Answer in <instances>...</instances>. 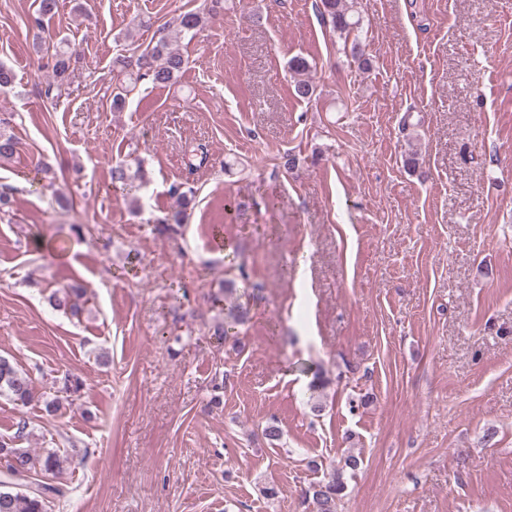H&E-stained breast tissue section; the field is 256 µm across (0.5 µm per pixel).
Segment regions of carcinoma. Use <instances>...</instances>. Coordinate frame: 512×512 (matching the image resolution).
<instances>
[{"instance_id": "carcinoma-1", "label": "carcinoma", "mask_w": 512, "mask_h": 512, "mask_svg": "<svg viewBox=\"0 0 512 512\" xmlns=\"http://www.w3.org/2000/svg\"><path fill=\"white\" fill-rule=\"evenodd\" d=\"M357 0H317L316 9L323 23L344 38H349L360 28V18L355 16ZM59 0H38L36 15L31 19L32 27L38 29L43 19L58 11ZM206 17L201 12H187L180 17V32L196 34L204 25ZM36 52L51 55L54 61L53 73L57 85H62L68 77L72 50L65 39ZM185 60L165 38L154 44H148L135 58L124 62V67L135 70V81L116 87L112 96V107L122 108L127 98L136 89V82L147 79L154 85L174 83L182 71ZM19 150L18 141L11 135L0 133V161L12 159ZM145 178L142 166L131 168L127 164L112 167V185L123 189L136 180ZM81 296L78 288H59L50 296L53 306L59 310L75 314L79 311L77 298ZM246 318V312L238 307L228 309L224 320L213 325V335L222 338L226 335V320L240 323ZM6 396L14 402L26 405L33 399L32 377L7 357L0 356V396ZM68 458L54 449L45 450L35 458L25 448H17L10 441L0 440V512H46L51 498L65 496V490L52 483L64 469ZM362 460L355 455L342 458L338 467L329 478L309 486L301 491L298 507L303 512H337L338 501L345 492L343 475L346 471H355Z\"/></svg>"}]
</instances>
